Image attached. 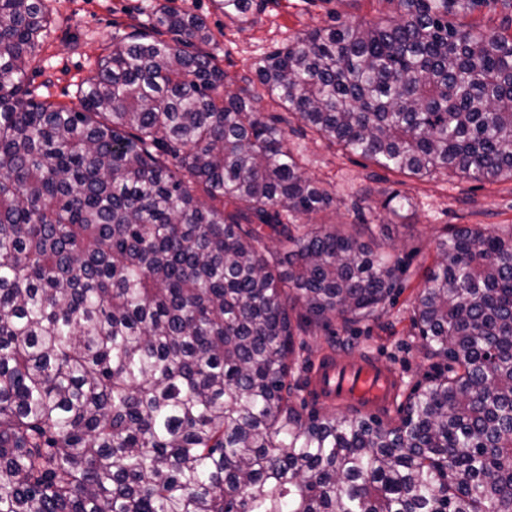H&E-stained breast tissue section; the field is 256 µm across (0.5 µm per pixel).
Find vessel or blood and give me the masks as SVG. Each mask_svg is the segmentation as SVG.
I'll use <instances>...</instances> for the list:
<instances>
[{"mask_svg":"<svg viewBox=\"0 0 512 512\" xmlns=\"http://www.w3.org/2000/svg\"><path fill=\"white\" fill-rule=\"evenodd\" d=\"M308 380L318 399L364 413L392 409L401 393L396 369L371 354L353 360L331 352L324 354L313 363Z\"/></svg>","mask_w":512,"mask_h":512,"instance_id":"vessel-or-blood-1","label":"vessel or blood"}]
</instances>
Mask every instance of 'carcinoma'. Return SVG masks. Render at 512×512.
<instances>
[{
	"label": "carcinoma",
	"instance_id": "obj_1",
	"mask_svg": "<svg viewBox=\"0 0 512 512\" xmlns=\"http://www.w3.org/2000/svg\"><path fill=\"white\" fill-rule=\"evenodd\" d=\"M394 2L234 91L157 3L76 109L27 87L45 0H0V512H512V233L437 243L412 325L447 372L397 424L295 402V336L375 316L403 263L300 222L336 195L264 95L383 168L512 180V37L462 22L486 0Z\"/></svg>",
	"mask_w": 512,
	"mask_h": 512
}]
</instances>
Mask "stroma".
Segmentation results:
<instances>
[{
    "mask_svg": "<svg viewBox=\"0 0 512 512\" xmlns=\"http://www.w3.org/2000/svg\"><path fill=\"white\" fill-rule=\"evenodd\" d=\"M155 2L50 0L53 31L28 73L35 99L77 106V88L95 75L96 61L111 44L116 26L144 21ZM172 4L206 19L218 39L216 53L224 67L225 84L232 89L240 86L242 78L253 76L262 55L290 37L331 25L336 19L361 23L393 15L395 10L390 0H271L255 24L240 28L224 18L212 0H172ZM292 126L288 145L302 155L307 176L336 191L335 209L319 214V222L341 225L407 267L400 292L378 318L350 330L338 319L327 326L311 322L298 343L315 358L333 347L350 359L369 350L400 372L404 388L428 384L444 364L430 354L411 316L424 274L434 262L436 244L461 224L475 230L512 229V181L452 182L441 174L412 177L329 143L301 120H293ZM395 193L412 203L397 220L382 207Z\"/></svg>",
    "mask_w": 512,
    "mask_h": 512,
    "instance_id": "stroma-1",
    "label": "stroma"
}]
</instances>
